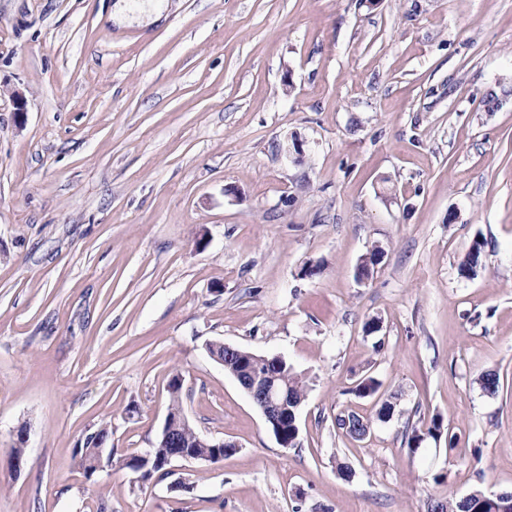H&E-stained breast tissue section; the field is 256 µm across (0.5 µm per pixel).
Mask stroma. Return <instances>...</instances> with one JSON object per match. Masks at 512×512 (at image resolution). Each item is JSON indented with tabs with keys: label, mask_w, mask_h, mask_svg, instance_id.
Masks as SVG:
<instances>
[{
	"label": "stroma",
	"mask_w": 512,
	"mask_h": 512,
	"mask_svg": "<svg viewBox=\"0 0 512 512\" xmlns=\"http://www.w3.org/2000/svg\"><path fill=\"white\" fill-rule=\"evenodd\" d=\"M114 2L0 0V512L512 492V0H161L159 22L124 26ZM219 342L305 377L298 447ZM176 373L190 423L234 450L85 477L73 454L99 425L116 455L154 446ZM364 375L379 396L353 394ZM350 412L365 441L337 427ZM435 414L458 447L409 453ZM485 242L479 239L473 241L467 255L459 266L460 273L465 277L477 275L483 265Z\"/></svg>",
	"instance_id": "stroma-1"
}]
</instances>
